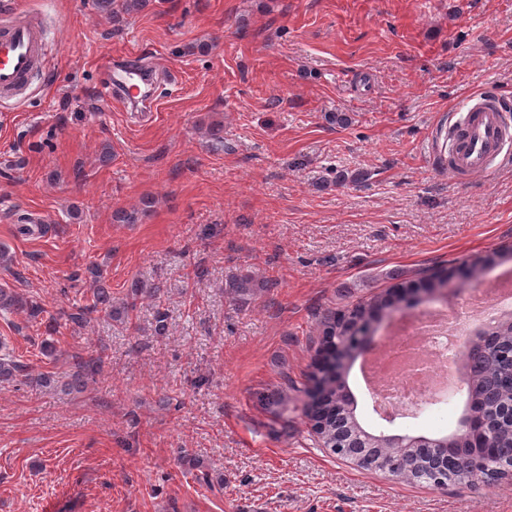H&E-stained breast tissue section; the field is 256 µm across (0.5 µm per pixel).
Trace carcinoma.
Listing matches in <instances>:
<instances>
[{
    "instance_id": "cac0c4a2",
    "label": "carcinoma",
    "mask_w": 512,
    "mask_h": 512,
    "mask_svg": "<svg viewBox=\"0 0 512 512\" xmlns=\"http://www.w3.org/2000/svg\"><path fill=\"white\" fill-rule=\"evenodd\" d=\"M98 12L113 21H120L125 15L136 13L147 6V0H95ZM150 201L142 202V207L132 210L120 209L115 212L114 220L122 224H135L150 212ZM92 303L65 313L66 320L82 325L89 316L99 309L112 308L110 291L94 279ZM269 280H261L246 271L237 275L228 285L230 295L237 300H247L265 288H271ZM436 287L435 281L420 273L416 279L402 281L393 285V296L405 299L410 293L430 290ZM158 288L146 282L137 281L131 287L129 299L119 309V315L131 322L132 313L139 300L157 298ZM15 311L28 309L31 314L38 308L30 305L21 295L0 289V309ZM395 310L386 295L379 294L361 301L350 308L330 311L320 320L323 336L342 338L359 330V327L382 320ZM488 336L486 353L475 350L461 355V364L465 371V409L471 417L479 421L481 430L490 442L500 448L495 463L485 471L471 467L474 447L470 432L460 428L450 447L438 454L430 451L432 438L424 436L422 441L409 448L399 446L393 435L381 430L367 429L357 416V402L353 393L343 389L329 392L324 408L331 418L319 437L324 445L336 444L344 449V456L353 461L366 462L365 470L387 473L407 483H425L433 485L435 476L445 474L448 483H490L499 478L512 475V396L503 394L491 401L487 397L488 388L497 384L508 388L512 383V314L502 315L481 324ZM102 362L99 356H91L77 365L72 376V385L80 388L86 385L88 372ZM26 365L15 356L5 353L0 356V380H12L23 375Z\"/></svg>"
}]
</instances>
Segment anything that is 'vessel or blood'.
<instances>
[{"mask_svg": "<svg viewBox=\"0 0 512 512\" xmlns=\"http://www.w3.org/2000/svg\"><path fill=\"white\" fill-rule=\"evenodd\" d=\"M5 22L0 25V99L28 88L41 70L45 33L31 15L0 6ZM457 126L460 136L450 138L449 175L488 173L504 146L512 140V125L503 116L501 100L478 94L465 100Z\"/></svg>", "mask_w": 512, "mask_h": 512, "instance_id": "obj_1", "label": "vessel or blood"}]
</instances>
